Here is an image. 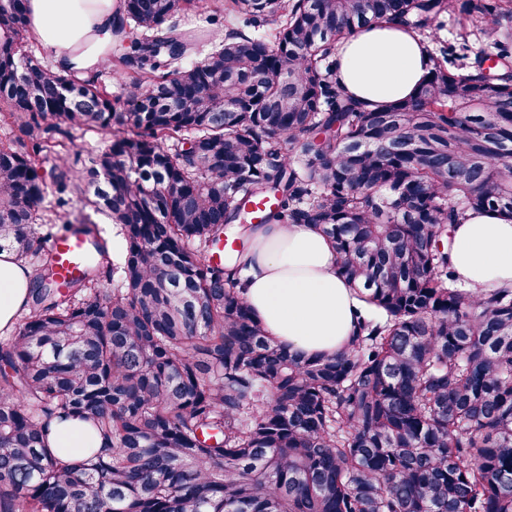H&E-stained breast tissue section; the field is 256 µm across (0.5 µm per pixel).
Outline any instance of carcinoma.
Segmentation results:
<instances>
[{
  "label": "carcinoma",
  "mask_w": 512,
  "mask_h": 512,
  "mask_svg": "<svg viewBox=\"0 0 512 512\" xmlns=\"http://www.w3.org/2000/svg\"><path fill=\"white\" fill-rule=\"evenodd\" d=\"M191 2L122 0L78 74L24 50L22 0H0V112L31 143L0 146V250L31 270L0 342V512H512V288L457 287L447 252L469 212L512 216V0H224V40L189 63L165 23ZM372 22L419 37L415 96L340 85L338 44ZM63 125L112 141L58 157L49 218L41 134ZM70 189L121 227L120 264ZM264 197L262 223L318 227L368 306L347 349L294 354L246 306ZM57 221L92 247L64 285ZM74 420L99 447L70 460L48 438Z\"/></svg>",
  "instance_id": "obj_1"
}]
</instances>
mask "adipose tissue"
<instances>
[{"instance_id":"adipose-tissue-1","label":"adipose tissue","mask_w":512,"mask_h":512,"mask_svg":"<svg viewBox=\"0 0 512 512\" xmlns=\"http://www.w3.org/2000/svg\"><path fill=\"white\" fill-rule=\"evenodd\" d=\"M120 0H26L29 30L56 62L95 63L88 49L113 38ZM337 77L352 95L372 103L416 93L429 63L408 30L386 23L360 27L340 43ZM451 261L460 284L479 290L512 287V217L468 213L450 229ZM243 297L269 334L306 356L333 355L356 333L361 304L337 274L332 245L311 224H263L245 256ZM29 288L16 255L0 251V330L12 325Z\"/></svg>"}]
</instances>
